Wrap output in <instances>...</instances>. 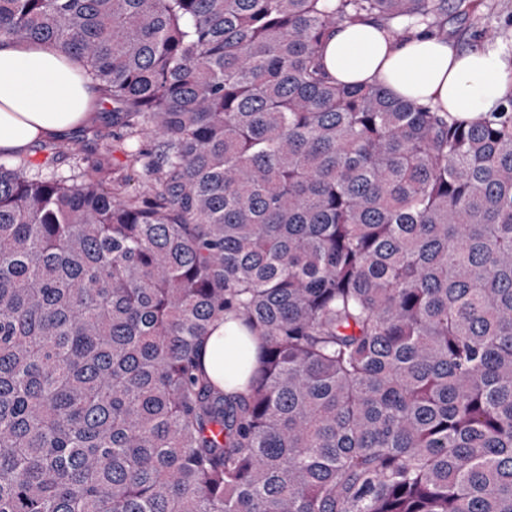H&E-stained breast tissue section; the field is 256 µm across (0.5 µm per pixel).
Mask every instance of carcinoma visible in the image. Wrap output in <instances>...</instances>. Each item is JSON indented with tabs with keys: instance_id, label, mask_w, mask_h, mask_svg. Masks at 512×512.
<instances>
[{
	"instance_id": "1",
	"label": "carcinoma",
	"mask_w": 512,
	"mask_h": 512,
	"mask_svg": "<svg viewBox=\"0 0 512 512\" xmlns=\"http://www.w3.org/2000/svg\"><path fill=\"white\" fill-rule=\"evenodd\" d=\"M483 6L0 0L160 142L147 196L0 163V512H512V86L459 119L322 56ZM241 335L235 321H223L214 326L201 344V359L206 374L219 386L237 392L243 391V380L238 379L226 386L224 377L226 378V372L232 369L236 360L232 338Z\"/></svg>"
}]
</instances>
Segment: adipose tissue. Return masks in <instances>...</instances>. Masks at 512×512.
<instances>
[{
    "instance_id": "adipose-tissue-1",
    "label": "adipose tissue",
    "mask_w": 512,
    "mask_h": 512,
    "mask_svg": "<svg viewBox=\"0 0 512 512\" xmlns=\"http://www.w3.org/2000/svg\"><path fill=\"white\" fill-rule=\"evenodd\" d=\"M323 60L339 83L380 82L396 96L439 105L460 119L495 109L512 86V71L495 49L460 53L425 35L406 40L372 19L331 31ZM82 68L51 44L0 41V154L25 153L96 118L104 97ZM238 334L235 321H223L201 344L203 368L216 384L235 364Z\"/></svg>"
}]
</instances>
